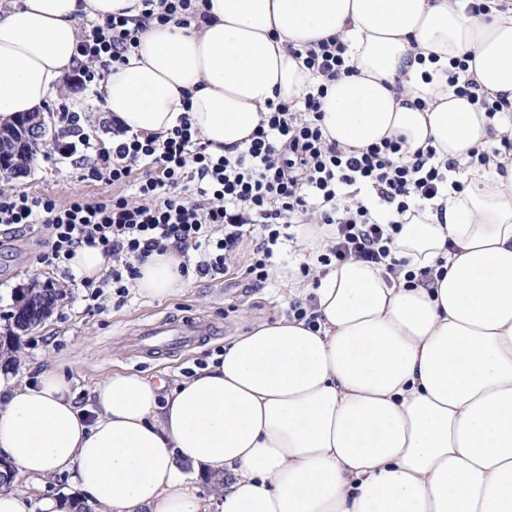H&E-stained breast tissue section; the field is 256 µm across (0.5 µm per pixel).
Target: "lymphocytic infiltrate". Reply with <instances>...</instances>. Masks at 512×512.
I'll list each match as a JSON object with an SVG mask.
<instances>
[{
    "mask_svg": "<svg viewBox=\"0 0 512 512\" xmlns=\"http://www.w3.org/2000/svg\"><path fill=\"white\" fill-rule=\"evenodd\" d=\"M137 20L110 15L87 23L77 46L75 77L89 87L126 63L147 21L187 27L208 21L199 0H141ZM304 63L319 80L300 105L271 101L249 144L216 155L189 116L167 135L124 134L113 149L82 146L93 159L85 177L118 187L114 196H55L0 190V224L46 227L39 263H67L77 247L100 248L110 263L99 280H84L91 300L105 289L125 297L152 255L206 249L195 267L181 273L226 274L242 269L253 284L272 274V247L294 224L329 227L319 264L358 260L383 266L406 282L429 269L400 272L391 257L399 220L410 207L439 195L457 161H441L433 147L410 149L403 138H386L355 150L329 139L321 124L330 82L350 72L345 46L330 37L305 47Z\"/></svg>",
    "mask_w": 512,
    "mask_h": 512,
    "instance_id": "f902f5d3",
    "label": "lymphocytic infiltrate"
}]
</instances>
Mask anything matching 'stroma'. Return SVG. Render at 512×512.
<instances>
[{"mask_svg":"<svg viewBox=\"0 0 512 512\" xmlns=\"http://www.w3.org/2000/svg\"><path fill=\"white\" fill-rule=\"evenodd\" d=\"M70 78L45 104L47 111L66 105L79 113L84 134L104 146L112 144V117L105 112L96 89L71 92ZM64 135L49 138L39 147L38 161L24 174L0 181V190L31 195L50 194L60 200L82 194H111V186L82 180L84 160L79 155L62 157ZM43 236L30 230L0 228V343L11 335L9 316L20 291L33 283L49 282L64 297L39 327L18 338L22 355L13 373L36 381L48 368L74 378L78 402L103 378L121 372H137L175 383L186 372L222 353L225 343L246 335L258 324L285 317L293 298L286 285V271H298L302 246L299 240L283 242L274 256V275L253 286L241 271L201 277L190 275L184 289L163 300H148L130 292L125 300L105 293L91 304L81 279L72 272L38 264L36 256ZM189 319L199 334L190 349L150 347L141 338L144 324L158 320Z\"/></svg>","mask_w":512,"mask_h":512,"instance_id":"stroma-1","label":"stroma"}]
</instances>
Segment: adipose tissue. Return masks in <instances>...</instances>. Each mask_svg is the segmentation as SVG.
<instances>
[{
	"label": "adipose tissue",
	"instance_id": "adipose-tissue-1",
	"mask_svg": "<svg viewBox=\"0 0 512 512\" xmlns=\"http://www.w3.org/2000/svg\"><path fill=\"white\" fill-rule=\"evenodd\" d=\"M138 0L0 2V121L42 106L76 60L81 18ZM201 28L151 24L100 87L131 134H167L189 115L216 154L247 142L267 101L300 104L314 85L292 48L339 36L353 68L322 100L330 139L357 150L390 137L466 164L405 213L393 256L441 267L429 287L387 281L358 261L328 267L316 327L281 318L226 345L176 387L104 378L78 404L49 370L0 374V459L36 483L68 474L70 497L0 488V512H512V159L468 167L512 139V0L466 15L461 0H206ZM466 59L488 117L448 85ZM177 252L135 282L165 299L185 279Z\"/></svg>",
	"mask_w": 512,
	"mask_h": 512
}]
</instances>
